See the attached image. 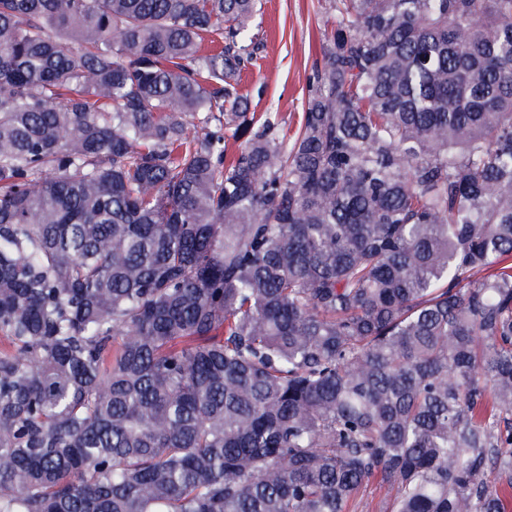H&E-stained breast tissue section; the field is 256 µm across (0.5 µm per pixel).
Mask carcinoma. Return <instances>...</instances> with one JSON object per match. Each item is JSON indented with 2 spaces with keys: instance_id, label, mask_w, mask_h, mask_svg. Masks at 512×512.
Listing matches in <instances>:
<instances>
[{
  "instance_id": "carcinoma-1",
  "label": "carcinoma",
  "mask_w": 512,
  "mask_h": 512,
  "mask_svg": "<svg viewBox=\"0 0 512 512\" xmlns=\"http://www.w3.org/2000/svg\"><path fill=\"white\" fill-rule=\"evenodd\" d=\"M330 9L0 0V512H509L512 0ZM261 1V16L250 31L257 61L244 71L242 88L250 112H277L292 134L320 58L330 0ZM386 490L377 482H371L354 501L348 512H385Z\"/></svg>"
}]
</instances>
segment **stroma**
I'll return each mask as SVG.
<instances>
[{"label":"stroma","instance_id":"stroma-1","mask_svg":"<svg viewBox=\"0 0 512 512\" xmlns=\"http://www.w3.org/2000/svg\"><path fill=\"white\" fill-rule=\"evenodd\" d=\"M329 0H262L251 28L257 60L242 76L251 111L277 113L295 131L320 57Z\"/></svg>","mask_w":512,"mask_h":512}]
</instances>
